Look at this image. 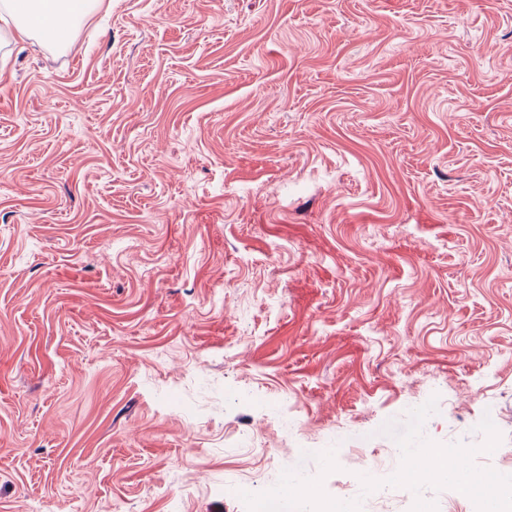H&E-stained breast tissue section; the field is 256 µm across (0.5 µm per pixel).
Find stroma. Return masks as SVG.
<instances>
[{
    "mask_svg": "<svg viewBox=\"0 0 512 512\" xmlns=\"http://www.w3.org/2000/svg\"><path fill=\"white\" fill-rule=\"evenodd\" d=\"M512 448V0H100L0 20V512H362L384 434ZM96 0H2L5 13L16 20L20 35L38 34L53 43H63L75 25L88 16Z\"/></svg>",
    "mask_w": 512,
    "mask_h": 512,
    "instance_id": "1",
    "label": "stroma"
}]
</instances>
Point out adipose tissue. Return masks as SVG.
<instances>
[{
	"label": "adipose tissue",
	"instance_id": "1",
	"mask_svg": "<svg viewBox=\"0 0 512 512\" xmlns=\"http://www.w3.org/2000/svg\"><path fill=\"white\" fill-rule=\"evenodd\" d=\"M96 4L97 0H0V9L15 19L19 34L63 43Z\"/></svg>",
	"mask_w": 512,
	"mask_h": 512
}]
</instances>
